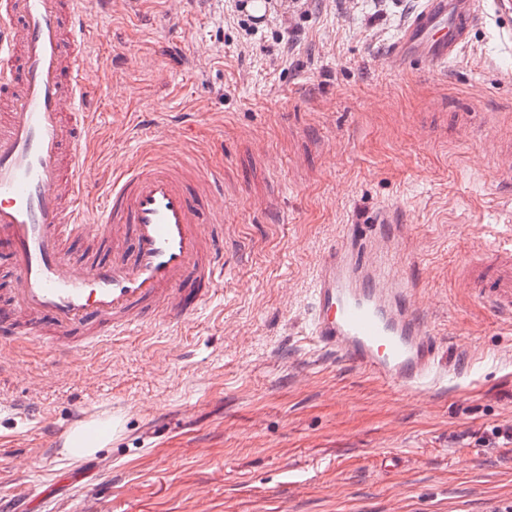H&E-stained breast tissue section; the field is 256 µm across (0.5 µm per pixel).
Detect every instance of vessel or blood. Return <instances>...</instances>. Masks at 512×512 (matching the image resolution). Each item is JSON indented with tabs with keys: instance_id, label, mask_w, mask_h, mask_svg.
<instances>
[{
	"instance_id": "1",
	"label": "vessel or blood",
	"mask_w": 512,
	"mask_h": 512,
	"mask_svg": "<svg viewBox=\"0 0 512 512\" xmlns=\"http://www.w3.org/2000/svg\"><path fill=\"white\" fill-rule=\"evenodd\" d=\"M82 0H0V255L13 285L0 303V347L40 336L59 340L55 363L138 330L148 307L181 322L224 283V213L209 207L215 183L198 188L189 160L146 152L113 164L97 196L83 154L93 93L78 35ZM481 0H423L391 44L397 70L425 60L444 66L469 43ZM112 236V257L71 260L76 235ZM391 210L373 232L351 226L318 264L310 336L356 369L405 393L438 385L439 344L415 305L418 283L391 276L401 238ZM478 297L512 316V247L468 266ZM45 425L52 447L84 424Z\"/></svg>"
}]
</instances>
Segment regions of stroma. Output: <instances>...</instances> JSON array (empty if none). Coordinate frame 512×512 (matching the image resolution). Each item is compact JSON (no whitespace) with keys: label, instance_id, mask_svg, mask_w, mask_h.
Here are the masks:
<instances>
[{"label":"stroma","instance_id":"stroma-1","mask_svg":"<svg viewBox=\"0 0 512 512\" xmlns=\"http://www.w3.org/2000/svg\"><path fill=\"white\" fill-rule=\"evenodd\" d=\"M421 0H89L99 90L82 147L102 170L142 151L201 153L222 180L230 254L212 303L183 324L79 351H0V512H512V318L459 276L512 243V0H484L448 67L389 65ZM294 44H287V36ZM499 113L497 125L485 124ZM390 208L392 271L446 380L399 392L317 347L310 283L352 224ZM36 405L64 426L94 411V456L51 448Z\"/></svg>","mask_w":512,"mask_h":512}]
</instances>
